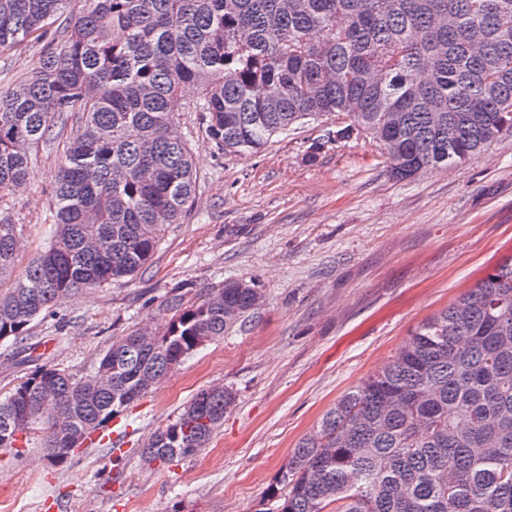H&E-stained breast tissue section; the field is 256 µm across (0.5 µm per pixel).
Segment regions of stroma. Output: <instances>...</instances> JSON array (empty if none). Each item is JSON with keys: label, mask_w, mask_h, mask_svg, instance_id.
Here are the masks:
<instances>
[{"label": "stroma", "mask_w": 512, "mask_h": 512, "mask_svg": "<svg viewBox=\"0 0 512 512\" xmlns=\"http://www.w3.org/2000/svg\"><path fill=\"white\" fill-rule=\"evenodd\" d=\"M46 50L34 39L0 52V92ZM177 122L192 133L194 205L132 280L61 299L21 344L0 341V394L44 365L93 375L113 337L163 332L171 302L191 306L224 281L252 282L264 301L107 424L122 433L120 461L100 445L60 464L31 443L0 448V512H268V487L336 400L512 257V132L462 166L399 181L368 139H328L332 116L256 154L224 153L199 113ZM65 149L49 138L27 184L0 198L23 227L17 270L50 240ZM213 384L232 388L236 402L206 448L145 463L140 448Z\"/></svg>", "instance_id": "1"}]
</instances>
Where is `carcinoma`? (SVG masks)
Here are the masks:
<instances>
[{
    "label": "carcinoma",
    "mask_w": 512,
    "mask_h": 512,
    "mask_svg": "<svg viewBox=\"0 0 512 512\" xmlns=\"http://www.w3.org/2000/svg\"><path fill=\"white\" fill-rule=\"evenodd\" d=\"M80 9H75L76 3ZM56 28L29 75L0 93V197L72 122L51 202L53 235L13 277L21 225L0 212V340L17 341L63 295L120 283L152 261L196 197L177 128L194 84L208 137L256 153L336 116L405 180L461 166L512 131V0H0V51ZM227 281L162 334L112 340L95 375L49 365L0 396V448L37 435L66 461L103 424L258 308ZM236 393L200 390L143 455H195ZM272 512H512V261L416 325L396 356L341 396L269 490Z\"/></svg>",
    "instance_id": "cac0c4a2"
}]
</instances>
